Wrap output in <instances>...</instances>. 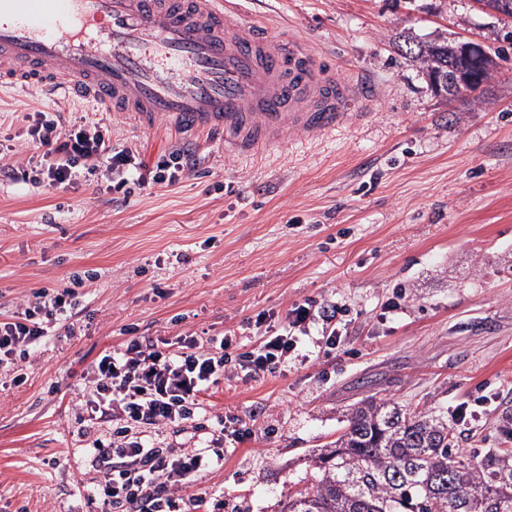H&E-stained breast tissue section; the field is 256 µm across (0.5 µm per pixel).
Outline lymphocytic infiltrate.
<instances>
[{
  "instance_id": "1",
  "label": "lymphocytic infiltrate",
  "mask_w": 512,
  "mask_h": 512,
  "mask_svg": "<svg viewBox=\"0 0 512 512\" xmlns=\"http://www.w3.org/2000/svg\"><path fill=\"white\" fill-rule=\"evenodd\" d=\"M28 141L36 148L30 161L35 175L65 190L83 177L111 174L107 191L180 182L193 170L192 156L181 150L159 154L146 163L138 149L117 147L108 128L82 119L65 123L59 112H29ZM77 289L62 286L34 292L32 301L0 316V368L13 373L15 384L27 380L26 369L59 324L74 330L81 320ZM336 309L304 302L289 309L284 321L266 314L251 322L257 340L237 351L236 335L200 340L193 335L150 343L133 337L105 352L89 369L88 385L76 392V405L89 421L112 424L110 442L94 441L92 461L102 475L94 490L104 512H220L222 500L191 493L193 475L222 457L223 442L244 443L248 429L232 416H216L208 447L178 448L160 442L161 429L210 416L207 396L226 369L255 378L298 358L311 325L321 327V340L336 347Z\"/></svg>"
}]
</instances>
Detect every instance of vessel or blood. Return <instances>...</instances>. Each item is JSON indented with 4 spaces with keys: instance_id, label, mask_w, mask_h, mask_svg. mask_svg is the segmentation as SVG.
I'll return each instance as SVG.
<instances>
[{
    "instance_id": "vessel-or-blood-1",
    "label": "vessel or blood",
    "mask_w": 512,
    "mask_h": 512,
    "mask_svg": "<svg viewBox=\"0 0 512 512\" xmlns=\"http://www.w3.org/2000/svg\"><path fill=\"white\" fill-rule=\"evenodd\" d=\"M0 91L219 132L250 157L340 128L361 86L288 35L243 30L230 0H0Z\"/></svg>"
}]
</instances>
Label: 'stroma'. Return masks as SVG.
I'll return each instance as SVG.
<instances>
[{"label":"stroma","mask_w":512,"mask_h":512,"mask_svg":"<svg viewBox=\"0 0 512 512\" xmlns=\"http://www.w3.org/2000/svg\"><path fill=\"white\" fill-rule=\"evenodd\" d=\"M240 12L244 28L288 33L366 87L348 126L245 161L223 136L100 111L113 143L146 162L172 149L197 162L176 185L114 197L103 173L65 191L23 176L24 113L86 107L0 93L15 145L0 153V314L85 280L80 329L56 328L24 384L0 369V512H101L70 399L104 351L185 333L249 346L248 321L303 302L341 307L339 346L312 326L308 358L208 398L251 431L195 477L224 512H281L368 396L442 417L467 453L512 448V25L471 0H241ZM404 33L498 51L481 102L435 93L397 50ZM466 405L480 416L458 423Z\"/></svg>","instance_id":"1"}]
</instances>
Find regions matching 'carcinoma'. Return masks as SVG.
Masks as SVG:
<instances>
[{"instance_id": "cac0c4a2", "label": "carcinoma", "mask_w": 512, "mask_h": 512, "mask_svg": "<svg viewBox=\"0 0 512 512\" xmlns=\"http://www.w3.org/2000/svg\"><path fill=\"white\" fill-rule=\"evenodd\" d=\"M405 45L428 70L448 65L436 42ZM347 422L285 512H512V448L477 461L440 417L372 398Z\"/></svg>"}]
</instances>
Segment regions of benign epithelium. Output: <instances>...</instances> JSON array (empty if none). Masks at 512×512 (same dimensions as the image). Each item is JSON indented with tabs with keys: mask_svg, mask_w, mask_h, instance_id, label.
<instances>
[{
	"mask_svg": "<svg viewBox=\"0 0 512 512\" xmlns=\"http://www.w3.org/2000/svg\"><path fill=\"white\" fill-rule=\"evenodd\" d=\"M475 6L492 12L501 19L512 21V0H473ZM489 55L476 43L451 41L448 43V73H434L430 76L432 85L440 90L448 86L456 90L461 86L480 89L489 80Z\"/></svg>",
	"mask_w": 512,
	"mask_h": 512,
	"instance_id": "benign-epithelium-1",
	"label": "benign epithelium"
}]
</instances>
